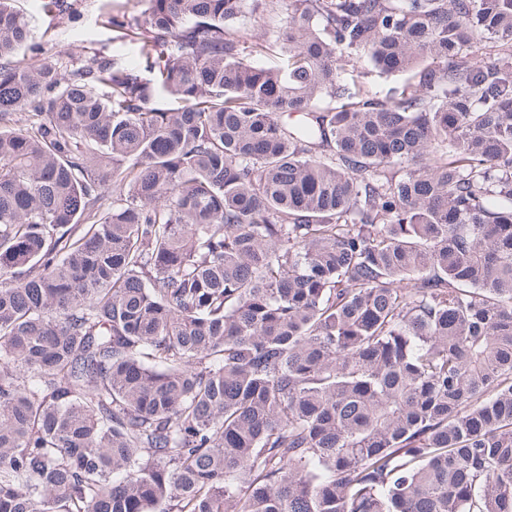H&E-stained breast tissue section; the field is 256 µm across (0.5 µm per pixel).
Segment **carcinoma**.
<instances>
[{
    "label": "carcinoma",
    "mask_w": 512,
    "mask_h": 512,
    "mask_svg": "<svg viewBox=\"0 0 512 512\" xmlns=\"http://www.w3.org/2000/svg\"><path fill=\"white\" fill-rule=\"evenodd\" d=\"M140 3L0 0V512H512V0ZM41 0H18L30 21L32 39L40 47L39 58L63 62L62 76L72 70L92 49L112 55L116 47L112 27L100 18L99 0H65L60 13H45ZM67 65V69L65 68Z\"/></svg>",
    "instance_id": "1"
}]
</instances>
